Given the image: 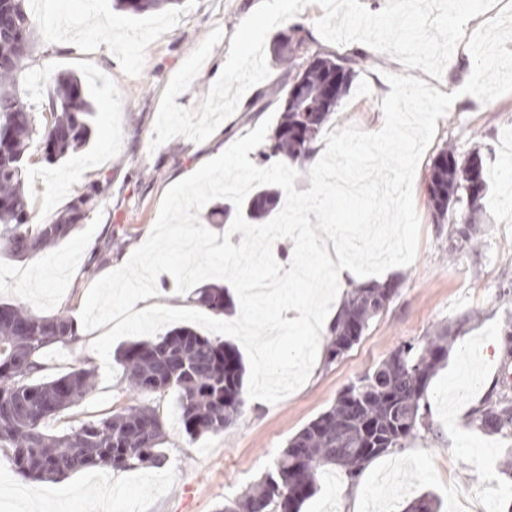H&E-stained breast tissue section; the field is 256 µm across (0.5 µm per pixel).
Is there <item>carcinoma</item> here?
<instances>
[{"instance_id": "cac0c4a2", "label": "carcinoma", "mask_w": 512, "mask_h": 512, "mask_svg": "<svg viewBox=\"0 0 512 512\" xmlns=\"http://www.w3.org/2000/svg\"><path fill=\"white\" fill-rule=\"evenodd\" d=\"M132 14L159 11L177 0H115ZM0 253L28 258L69 237L96 205L101 189L94 187L46 224H31L25 169L32 150L54 164L86 147L92 134L93 102L80 77L60 72L50 77L42 126L16 92L28 56L31 21L25 0H0ZM311 37L301 22L273 39L275 62L287 67L279 119L260 158L305 163L319 150L328 124L357 76L359 61L310 49ZM338 71L340 89L331 96L328 77ZM487 157L476 150L465 159L443 148L430 166L426 184L433 221L452 225L451 250L472 245L478 231ZM285 201L275 185L254 188L242 212L247 222L263 224L275 217ZM229 200L217 202L205 215L209 224L234 218ZM397 293L392 282L355 287L327 327L323 355L329 365L360 341L369 323ZM197 306L217 315L234 310L233 298L221 283L195 291ZM463 323L448 326L424 343H404L358 377L334 405L289 439L264 480L218 512H299L317 490L328 467L356 484L376 458L399 451L425 426L429 415L427 388ZM74 320L65 312L38 316L22 304H0V452L16 472L33 480H53L86 468L161 467L165 433L155 409L142 402L153 394L174 393L180 421L195 439L221 433L241 417L245 367L230 344L211 340L191 327H176L155 339L130 342L117 358L132 403L112 414L80 422L61 435L47 431V422L77 405L95 386V371L81 364L57 377L40 376L39 354L49 346L77 343ZM485 431L512 430V399L488 398L475 410ZM405 512H439L438 500L422 494Z\"/></svg>"}]
</instances>
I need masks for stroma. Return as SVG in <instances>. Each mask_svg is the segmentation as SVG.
<instances>
[{
    "mask_svg": "<svg viewBox=\"0 0 512 512\" xmlns=\"http://www.w3.org/2000/svg\"><path fill=\"white\" fill-rule=\"evenodd\" d=\"M255 0H180L175 8L144 15L116 9L113 0H61L78 30L54 29L41 19L35 0L28 4L33 48L25 64L30 72L17 86L19 96L41 112L50 90L48 76L71 71L83 81L94 104L89 145L57 164L32 155L25 183L31 221L51 222L96 183L107 189L76 232L40 255L46 278L27 279L25 263L0 256V303H25L39 315L66 312L79 318L90 286L124 265L150 235L166 190L198 169L218 148L246 136L280 104L272 88L285 79L282 66L270 64L269 77L251 87L237 111L205 141L173 138L150 149L162 94L187 57L214 28L222 41L201 67L177 105L199 107L227 58L231 38L251 14ZM316 44L323 52L361 56L359 74L342 100L330 130L354 126L365 132L382 128L383 98L391 87L387 74L426 80L454 94L438 118L435 135L413 181V201L420 221L414 262L378 275V282L398 281L387 309L372 320L360 341L333 364L316 358L307 381L274 404L246 405L238 422L221 434L189 439L182 429L174 394L151 395L164 422L167 463L160 468L117 470L108 466L55 480L33 483L22 478L0 455V512H216L267 473L288 440L329 409L339 393L378 364L400 344L424 342L441 326L469 317L427 390L431 427L419 431L407 448L381 456L364 470L358 485L359 512H403L408 501L429 492L440 512H512V479L503 458L512 440L488 433L473 420L492 388L506 375L503 330L512 322V93L481 102L463 86L473 70L465 44H458L441 78L419 68H405L392 56L361 43ZM110 112H103L104 100ZM453 146L460 156L475 148L491 149L489 187L478 245L449 253L450 224L433 223L425 182L439 150ZM124 240L108 261L93 263L92 250L109 237ZM71 346L45 350V376L55 377L82 363L96 372L104 366L92 349L100 330L79 329ZM122 375L97 380L78 405L48 424L52 433L69 431L79 421L107 416L128 404Z\"/></svg>",
    "mask_w": 512,
    "mask_h": 512,
    "instance_id": "obj_1",
    "label": "stroma"
}]
</instances>
